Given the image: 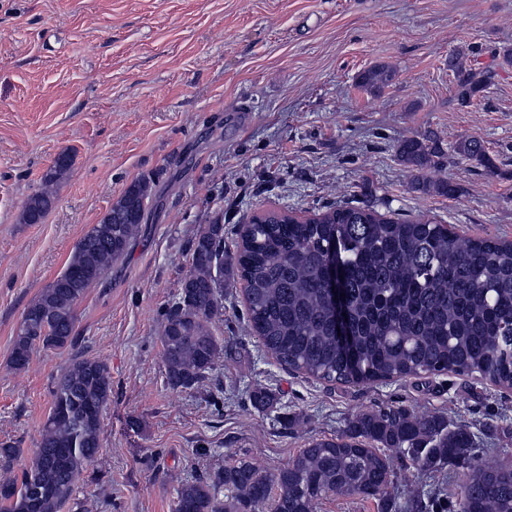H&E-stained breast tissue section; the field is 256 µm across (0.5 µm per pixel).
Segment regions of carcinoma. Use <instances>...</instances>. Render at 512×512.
<instances>
[{
  "label": "carcinoma",
  "mask_w": 512,
  "mask_h": 512,
  "mask_svg": "<svg viewBox=\"0 0 512 512\" xmlns=\"http://www.w3.org/2000/svg\"><path fill=\"white\" fill-rule=\"evenodd\" d=\"M448 57L454 97L465 106L485 92L490 76ZM394 79L386 64L360 75L380 92ZM397 154L413 172L414 189L452 197L459 188L424 173L457 160L496 172L484 142L463 138L452 149L436 136L402 140ZM72 165L60 154L24 210L40 222L55 200L53 184ZM153 182H132L115 201H150ZM144 216L125 224L93 225L76 243L66 269L25 308L10 363L28 367L35 347L72 348L76 307L88 288L121 259ZM344 271L349 335L340 343L324 288L326 260ZM224 225L196 235L177 300L162 331L167 384L190 390L202 381L224 346L214 327L224 281ZM234 276L244 285L250 329L278 361L330 383L367 385L439 373L477 375L512 390V242L457 234L430 218L400 220L368 203H346L306 220L271 212L248 224L236 243ZM112 397V375L101 360L73 355L54 382L52 406L31 463L0 480V512H88L75 486L102 449L101 416ZM472 438L441 415L403 405L356 414L332 439L316 438L288 464L270 471L241 459L205 479L182 484L174 512H316L331 497L373 498L393 508L390 449L419 474L448 462L469 470L458 512H512V468L474 458Z\"/></svg>",
  "instance_id": "carcinoma-1"
}]
</instances>
